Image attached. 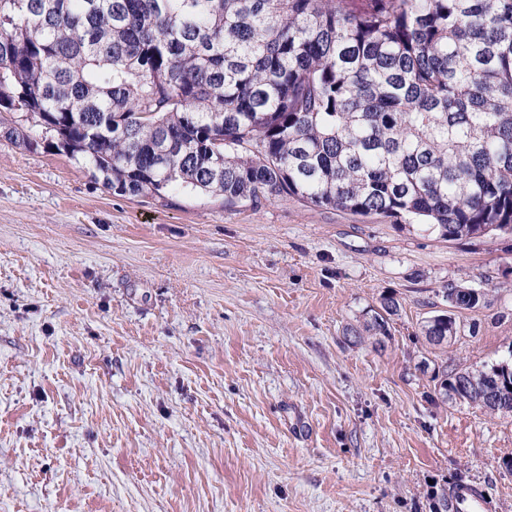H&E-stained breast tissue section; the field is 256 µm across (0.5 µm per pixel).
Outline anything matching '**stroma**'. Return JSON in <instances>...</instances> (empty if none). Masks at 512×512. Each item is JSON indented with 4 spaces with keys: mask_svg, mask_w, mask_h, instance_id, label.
<instances>
[{
    "mask_svg": "<svg viewBox=\"0 0 512 512\" xmlns=\"http://www.w3.org/2000/svg\"><path fill=\"white\" fill-rule=\"evenodd\" d=\"M384 295L389 338L354 341ZM506 360L511 234L119 195L0 119V512H432L462 482L512 512V414L435 393ZM421 334L429 344H448L457 335L455 319L448 316V311L432 316L422 324Z\"/></svg>",
    "mask_w": 512,
    "mask_h": 512,
    "instance_id": "1",
    "label": "stroma"
}]
</instances>
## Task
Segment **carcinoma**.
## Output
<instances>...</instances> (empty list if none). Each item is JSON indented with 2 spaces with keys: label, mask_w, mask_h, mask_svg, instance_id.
<instances>
[{
  "label": "carcinoma",
  "mask_w": 512,
  "mask_h": 512,
  "mask_svg": "<svg viewBox=\"0 0 512 512\" xmlns=\"http://www.w3.org/2000/svg\"><path fill=\"white\" fill-rule=\"evenodd\" d=\"M0 0V112L24 110L105 188L512 233V0ZM472 309L482 293L454 297ZM396 298L350 328L384 344ZM421 334L457 335L448 313ZM512 413V364L443 375Z\"/></svg>",
  "instance_id": "1"
}]
</instances>
